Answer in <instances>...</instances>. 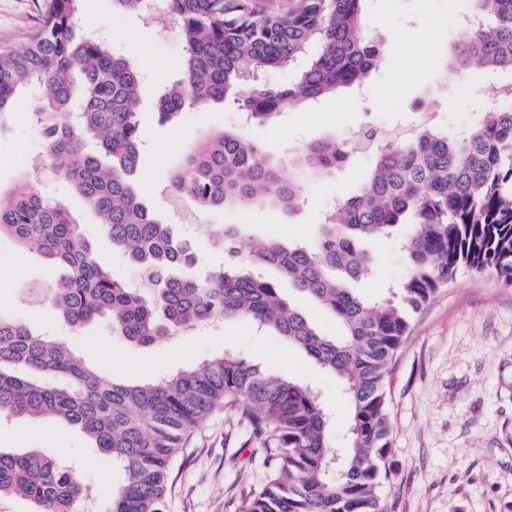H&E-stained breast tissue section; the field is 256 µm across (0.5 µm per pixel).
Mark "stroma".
<instances>
[{"label":"stroma","mask_w":512,"mask_h":512,"mask_svg":"<svg viewBox=\"0 0 512 512\" xmlns=\"http://www.w3.org/2000/svg\"><path fill=\"white\" fill-rule=\"evenodd\" d=\"M42 0H0V51L25 48L41 24ZM465 0H365L363 25L381 39L380 66L369 80L275 122H245L236 107L222 103L188 109L161 121L160 80L174 76L185 48L160 13H117L112 0H85L79 18L88 32L108 42L115 54L134 59L143 75L137 120L142 131L140 183L160 219L195 250L194 268L205 276L227 259L220 243L234 230L238 248L255 238L310 244L326 215L365 181L370 152L353 153L338 171L299 183L293 211L242 207L214 209L183 221L169 204L173 170L201 134L240 130L273 160L284 178H295V154L309 145L350 134L362 126L417 128L432 122L455 132L482 112L487 86L512 84V72L478 68L463 84L445 83L447 51L466 39ZM446 18L442 30L433 18ZM41 131L26 105L0 122V190L9 191L34 174L35 187L57 202L91 233L113 274L140 287L137 272L96 230L97 219L67 182L47 167ZM374 260L359 280L362 294L384 298L409 276L397 238L377 241ZM55 278L40 256L22 253L0 237V310L27 325L58 332L51 309L32 302L26 290ZM72 346L102 371L139 382L230 353L312 386L331 415V445H350L349 404L341 383L304 353L271 331L245 319L222 321L134 347L112 336L109 323L71 336ZM390 476L381 488L386 512H512V287L494 274L462 273L440 287L413 320L412 331L390 368ZM0 448H47L75 477L106 501L120 481L110 457L91 448L75 430L55 423L15 421L0 425ZM263 445L236 408L213 411L187 438L168 491V512H239L245 497L265 481L269 466Z\"/></svg>","instance_id":"35a3bbf8"}]
</instances>
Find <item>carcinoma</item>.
<instances>
[{"instance_id": "1", "label": "carcinoma", "mask_w": 512, "mask_h": 512, "mask_svg": "<svg viewBox=\"0 0 512 512\" xmlns=\"http://www.w3.org/2000/svg\"><path fill=\"white\" fill-rule=\"evenodd\" d=\"M84 0H42L38 34L21 53H0V113L24 86L28 108L48 134L45 160L101 218L112 248L135 266L143 287L109 272L78 221L28 177L0 206V236L63 269L42 294L67 332L50 336L0 312V417L52 418L112 457L123 473L100 506L46 448L0 449V501L31 512H166L170 475L187 435L224 403L263 439L273 464L242 512H383L391 423L388 370L413 314L459 274L494 273L512 284V109L491 105L450 135L424 123L379 136L371 176L321 225L316 243L251 241L247 255L201 279L192 253L147 205L137 171L141 76L127 57L79 35ZM365 0H162L185 45L176 79L158 99L170 121L187 108L231 100L266 123L302 103L364 83L379 68L380 43L362 26ZM477 24L446 66L454 78L478 65L512 71V0H468ZM142 13L150 0H112ZM287 70L283 85L263 80ZM354 146L318 141L295 159L304 176L336 171ZM170 196L197 209L274 206L291 210L298 185L233 131L203 134L183 156ZM408 226L409 277L395 297L375 301L356 288L372 261L364 244ZM275 268L340 323L321 334L276 285L254 275ZM107 319L112 336L149 346L215 320L247 319L270 329L338 378L350 404L351 445L335 452L331 421L311 388L226 354L145 382L88 363L68 336ZM340 457L331 475L330 460Z\"/></svg>"}]
</instances>
